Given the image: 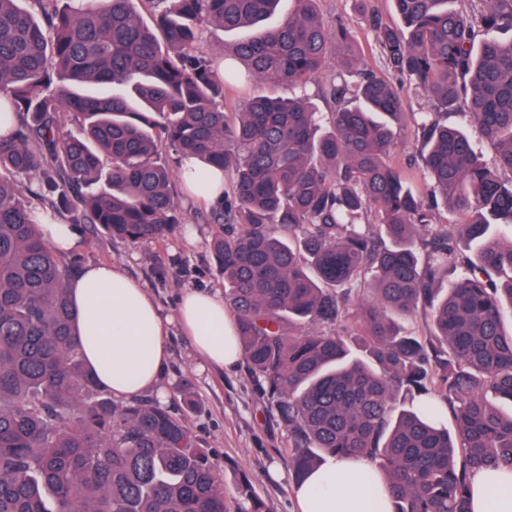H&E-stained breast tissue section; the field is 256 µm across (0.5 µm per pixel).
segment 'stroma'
Returning a JSON list of instances; mask_svg holds the SVG:
<instances>
[{
	"label": "stroma",
	"mask_w": 512,
	"mask_h": 512,
	"mask_svg": "<svg viewBox=\"0 0 512 512\" xmlns=\"http://www.w3.org/2000/svg\"><path fill=\"white\" fill-rule=\"evenodd\" d=\"M324 18L342 19L352 32L361 67L387 75L374 33L356 0H319ZM401 89L405 117L395 128L391 157L419 187L427 190L420 170L412 162L417 152L414 128L421 113L430 111L432 101L427 93L404 78H396ZM173 193L184 224L162 241L131 244L107 236L85 244V261H110L121 265L131 277L146 282L152 295L166 313H174L180 294L186 288L223 291L219 275L209 251L214 231L204 216L207 202L186 195L181 184ZM170 359L156 390L150 398L184 417L201 445L208 448L224 478L228 500H235L240 480L251 482L265 505V512H296L293 488L282 458L287 434L270 415L260 392L244 365L230 368L201 366L187 337L179 331L170 336ZM190 384L196 405L187 408L178 389Z\"/></svg>",
	"instance_id": "stroma-1"
}]
</instances>
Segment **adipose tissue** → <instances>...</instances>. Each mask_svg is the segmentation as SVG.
<instances>
[{
    "mask_svg": "<svg viewBox=\"0 0 512 512\" xmlns=\"http://www.w3.org/2000/svg\"><path fill=\"white\" fill-rule=\"evenodd\" d=\"M83 358L98 384L127 400L156 387L168 362V325L147 286L118 265L89 262L68 282ZM177 321L198 357L214 367L242 358L222 295L189 288ZM297 512H391L388 484L362 457H326L293 484ZM471 512H512V469L484 467L470 484Z\"/></svg>",
    "mask_w": 512,
    "mask_h": 512,
    "instance_id": "ef3b65f1",
    "label": "adipose tissue"
}]
</instances>
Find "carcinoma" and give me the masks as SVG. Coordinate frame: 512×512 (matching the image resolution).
I'll return each instance as SVG.
<instances>
[{
    "instance_id": "carcinoma-1",
    "label": "carcinoma",
    "mask_w": 512,
    "mask_h": 512,
    "mask_svg": "<svg viewBox=\"0 0 512 512\" xmlns=\"http://www.w3.org/2000/svg\"><path fill=\"white\" fill-rule=\"evenodd\" d=\"M156 1L146 24L133 0H33L36 14L0 0V114L15 117L0 138V512H227L185 419L100 397L66 269L28 201L92 238L163 240L184 217L162 147L232 176L205 217L209 249L242 363L288 433L289 474L364 456L393 512H470L472 472L512 468V0H393L401 28L370 17L387 68L434 102L417 122L427 198L390 160L403 104L388 79L356 62L331 79L326 129L306 95L277 94L349 45L318 0ZM278 11L224 51L220 77L196 26ZM243 76L258 90L227 112L224 84ZM55 77L75 89H51ZM459 111L497 146L494 165L448 124ZM66 117L79 135L62 132ZM441 207L463 222L436 223ZM418 316L430 335L402 324ZM238 494V512H264L247 481Z\"/></svg>"
}]
</instances>
